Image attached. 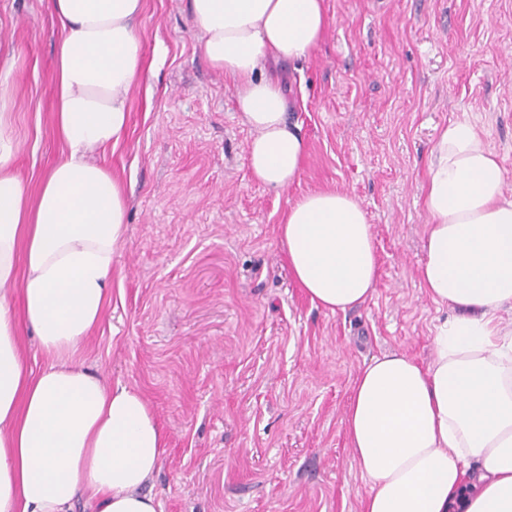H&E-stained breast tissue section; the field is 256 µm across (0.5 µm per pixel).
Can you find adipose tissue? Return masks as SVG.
I'll return each mask as SVG.
<instances>
[{
    "instance_id": "adipose-tissue-1",
    "label": "adipose tissue",
    "mask_w": 512,
    "mask_h": 512,
    "mask_svg": "<svg viewBox=\"0 0 512 512\" xmlns=\"http://www.w3.org/2000/svg\"><path fill=\"white\" fill-rule=\"evenodd\" d=\"M55 133L61 159L29 196L12 167L13 86L0 80V512H159L143 487L166 446L143 396L89 371L81 351L109 301L127 229L126 197L97 151L115 148L143 79L136 26L144 0H53ZM213 69L240 81L237 105L254 136L250 172L280 189L302 171L307 147L286 120L282 85L260 75L322 40L324 0H190ZM507 171L476 125L440 130L423 194L429 222L418 279L456 314L439 326L421 365L387 352L358 371L343 425L369 483L363 512H448L471 465L480 489L464 512H512V198ZM288 266L311 302L347 312L379 276L372 226L349 194L315 191L280 226ZM47 358L24 365L19 324Z\"/></svg>"
}]
</instances>
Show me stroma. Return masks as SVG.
<instances>
[{
	"instance_id": "obj_1",
	"label": "stroma",
	"mask_w": 512,
	"mask_h": 512,
	"mask_svg": "<svg viewBox=\"0 0 512 512\" xmlns=\"http://www.w3.org/2000/svg\"><path fill=\"white\" fill-rule=\"evenodd\" d=\"M308 56L275 65L308 146L296 182H255L236 81L211 68L188 0H146L151 70L129 98L124 142L105 163L125 189L127 232L86 367L137 390L166 448L147 484L161 512H361L369 485L343 417L364 362L433 358L451 314L417 268L422 181L439 130L483 127L512 196V0H325ZM57 25L51 0H0V75L16 87L8 129L36 186L59 160L53 130ZM354 197L372 226L376 289L330 313L294 279L279 239L289 201Z\"/></svg>"
}]
</instances>
